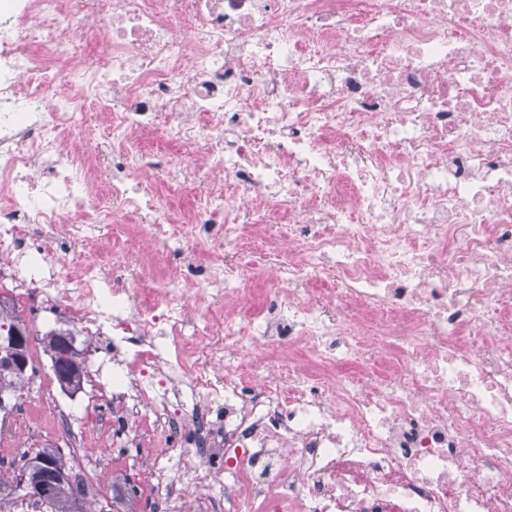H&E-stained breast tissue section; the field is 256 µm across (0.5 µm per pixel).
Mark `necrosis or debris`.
Segmentation results:
<instances>
[{
    "mask_svg": "<svg viewBox=\"0 0 512 512\" xmlns=\"http://www.w3.org/2000/svg\"><path fill=\"white\" fill-rule=\"evenodd\" d=\"M1 283L158 512H512V0H0Z\"/></svg>",
    "mask_w": 512,
    "mask_h": 512,
    "instance_id": "1",
    "label": "necrosis or debris"
}]
</instances>
